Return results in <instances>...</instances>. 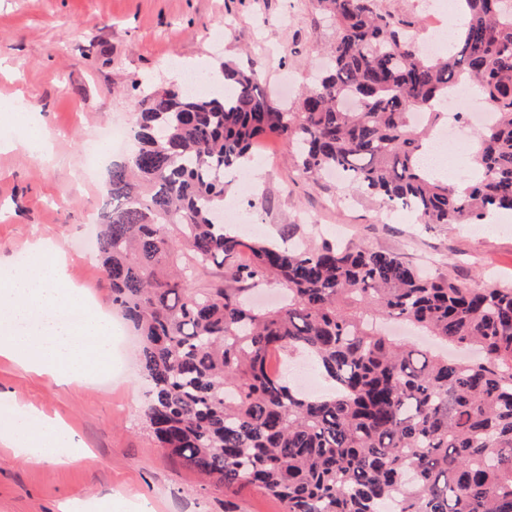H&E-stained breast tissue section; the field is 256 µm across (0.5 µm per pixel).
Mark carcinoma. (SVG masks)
I'll return each instance as SVG.
<instances>
[{
	"label": "carcinoma",
	"instance_id": "carcinoma-1",
	"mask_svg": "<svg viewBox=\"0 0 512 512\" xmlns=\"http://www.w3.org/2000/svg\"><path fill=\"white\" fill-rule=\"evenodd\" d=\"M458 2L464 23L430 58L408 36L420 21L382 0H314L336 38L294 112L271 103L256 65L227 62L222 97L161 88L140 101L137 149L112 162L94 248L113 308L141 336L149 426L207 483L255 487L284 512H512V284L468 286L287 232L249 239L220 221L226 174L268 134L292 143L307 176L334 171L423 224L512 212V0ZM458 83L496 121L454 185L422 156ZM272 284L281 301L255 305ZM379 317L479 357L398 341ZM297 352L331 392L306 395L270 368Z\"/></svg>",
	"mask_w": 512,
	"mask_h": 512
}]
</instances>
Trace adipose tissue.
I'll return each mask as SVG.
<instances>
[{
	"label": "adipose tissue",
	"mask_w": 512,
	"mask_h": 512,
	"mask_svg": "<svg viewBox=\"0 0 512 512\" xmlns=\"http://www.w3.org/2000/svg\"><path fill=\"white\" fill-rule=\"evenodd\" d=\"M26 426L15 421L0 422V446L12 449L27 459L59 464H92L95 458L90 448L59 420L47 418L36 409L25 413Z\"/></svg>",
	"instance_id": "adipose-tissue-1"
}]
</instances>
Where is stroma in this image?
Returning a JSON list of instances; mask_svg holds the SVG:
<instances>
[{
  "label": "stroma",
  "mask_w": 512,
  "mask_h": 512,
  "mask_svg": "<svg viewBox=\"0 0 512 512\" xmlns=\"http://www.w3.org/2000/svg\"><path fill=\"white\" fill-rule=\"evenodd\" d=\"M334 35L313 0H0V136L15 137L22 103L37 101L36 139L49 145L45 157L0 152V262L16 266L32 239L50 240L65 257L68 284L111 308L85 242L113 155L103 147L90 172L89 147L109 127L131 128L141 97L183 86L192 66L258 61L265 92L295 109L314 57ZM259 146L265 157H252L225 199L248 208L261 236L289 227L298 241L364 244L463 283L512 282V223L420 224L407 211L385 214L334 180L304 177L283 137L267 135ZM136 350L129 329L114 334L111 378L83 386L54 384L0 358V405L63 419L96 455L91 465H57L0 447V512H59L63 501L105 495L112 512H283L255 488L206 485L159 448Z\"/></svg>",
  "instance_id": "35a3bbf8"
}]
</instances>
